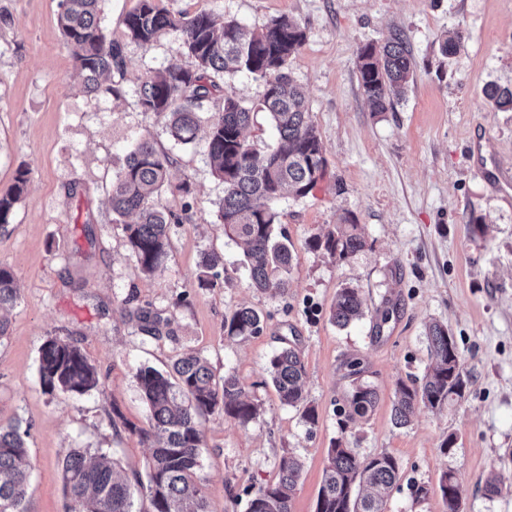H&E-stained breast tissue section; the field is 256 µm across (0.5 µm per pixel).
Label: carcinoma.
<instances>
[{
  "label": "carcinoma",
  "instance_id": "obj_1",
  "mask_svg": "<svg viewBox=\"0 0 512 512\" xmlns=\"http://www.w3.org/2000/svg\"><path fill=\"white\" fill-rule=\"evenodd\" d=\"M128 37L143 47L151 46L165 31L178 34L190 68L169 66L148 71L137 91V105L144 113L162 116L172 138L182 145L197 142L205 130V153L212 174L224 184L216 217L224 233L242 248L251 285L261 291H284L295 256L291 246L276 239L277 200L288 193L307 196L323 178L326 167L321 137L310 119L306 92L286 73L288 65L306 41L304 29L286 16L251 30L234 19L218 22L206 13H171L158 0H137L125 18ZM58 26L83 78L84 92L119 94L114 85L102 86L100 78L124 77L121 48L108 38L101 23L100 0H63ZM458 31L442 40L440 51L455 56L462 44ZM359 84L375 112H388L405 98L413 82V61L403 35L395 33L384 43L369 42L358 50ZM246 74L262 87L260 106L272 122L277 143L259 155L247 142L244 130L250 109L229 93L226 80ZM484 94L491 105L512 112V87L495 82ZM219 97L222 109L210 112L204 103ZM174 159L156 149L148 135L138 137L126 155L124 166L112 178V215L136 216L122 225L126 244L140 270L147 275L164 271L170 247V226L183 216L162 203L170 191L189 194L186 182L173 185L169 170ZM28 182V171L20 170L15 183L0 195V232L11 223L13 210ZM367 241L352 215L336 228L310 241L314 250L346 259L364 250ZM222 255L212 252L200 262L199 287L209 288L219 278ZM11 269L0 266V310L18 300ZM365 316V300L358 289L343 286L336 291L331 321L340 328ZM138 330L154 338L174 335L166 311L150 304L127 311ZM262 315L242 306L224 317L229 336L247 338L263 330ZM431 364L420 379L398 380L393 421L399 428L411 421L416 406L440 408L461 398L466 389L463 364L448 326L432 321L426 326ZM352 377L346 420L363 417L375 408L374 388L361 378L360 362L347 363ZM268 373L282 404L303 409L305 421L317 423L316 409L306 403L305 364L292 347L275 351ZM41 385L50 393L83 396L96 389V368L79 346L58 337L41 347L38 364ZM136 378L148 415L147 427L126 421L125 429L150 444L151 454L144 472L121 474L113 460L100 451L87 457L71 451L61 462L64 492L79 503L82 512H137L134 492L147 498L149 512H209L207 498L197 483L205 438L201 417L216 411L242 427L257 419L259 405L250 399L236 376L215 375L209 362L193 350L177 355L170 369L141 367ZM29 429L18 422L0 424V512H28L27 487L30 474L23 461ZM278 479L257 490L249 512H292L293 499L303 466L290 454L280 458ZM400 466L388 452L360 457L352 448L331 443L318 491L315 512H385L386 500L399 479Z\"/></svg>",
  "mask_w": 512,
  "mask_h": 512
}]
</instances>
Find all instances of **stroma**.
<instances>
[{
	"mask_svg": "<svg viewBox=\"0 0 512 512\" xmlns=\"http://www.w3.org/2000/svg\"><path fill=\"white\" fill-rule=\"evenodd\" d=\"M136 4L102 0V23L123 49L125 70L119 95L90 96L58 27L60 0H0V194L19 169L30 171L0 233V266L12 269L20 288L0 338V422L30 429L29 512H78L59 468L72 449H103L125 471L144 469L147 443L112 418L145 424L137 369H165L185 349L207 358L216 375L235 374L262 405L245 428L217 412L200 420L207 446L197 479L209 512H248L287 452L304 463L293 512H315L334 439L362 457L397 458L400 480L385 512H445L438 478L446 470L463 489L462 512H512V198L474 174L470 149L490 137L488 167L512 172V112L484 96L488 83L512 85V0H159L173 12L233 18L252 29L286 16L305 30L288 73L308 93L327 168L308 196L276 205L277 229L297 255L283 293L251 286L240 248L216 219L224 186L202 146L174 144L164 119L139 109L135 91L147 69L193 60L172 32L149 47L131 41L124 19ZM395 30L407 37L414 82L394 111L377 114L358 82L357 53ZM458 31L460 51L443 57L440 39ZM147 133L173 157L172 182L191 188L162 197L190 218L172 225L166 268L151 277L108 206L128 146ZM349 213L365 250L339 259L310 249ZM477 224L485 234L474 232ZM210 251L223 255L224 269L214 287L201 288L198 264ZM345 285L359 289L367 310L341 329L330 312ZM390 302L389 322L377 327ZM146 303L169 312L175 338L143 335L129 322L127 309ZM241 306L264 316L259 335L225 333V315ZM433 320L456 339L465 394L438 411L418 408L399 429L391 420L396 382L423 376L425 326ZM52 336L81 348L98 370L97 389L74 398L44 390L39 352ZM288 345L304 361L316 424L283 405L271 384L268 361ZM355 358L378 403L348 423L346 364ZM450 437L455 444L442 453ZM491 475L503 487L494 498L483 491Z\"/></svg>",
	"mask_w": 512,
	"mask_h": 512,
	"instance_id": "obj_1",
	"label": "stroma"
}]
</instances>
